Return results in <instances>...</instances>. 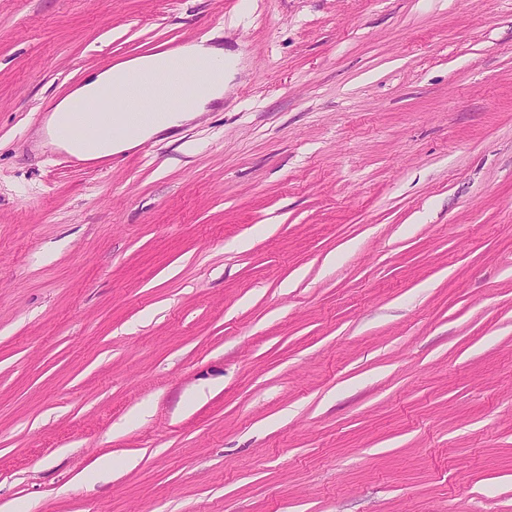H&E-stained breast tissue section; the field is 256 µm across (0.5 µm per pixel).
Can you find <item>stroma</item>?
I'll use <instances>...</instances> for the list:
<instances>
[{"label":"stroma","mask_w":512,"mask_h":512,"mask_svg":"<svg viewBox=\"0 0 512 512\" xmlns=\"http://www.w3.org/2000/svg\"><path fill=\"white\" fill-rule=\"evenodd\" d=\"M209 37L194 122L47 145L90 72ZM7 503L512 512V0H0Z\"/></svg>","instance_id":"1"}]
</instances>
